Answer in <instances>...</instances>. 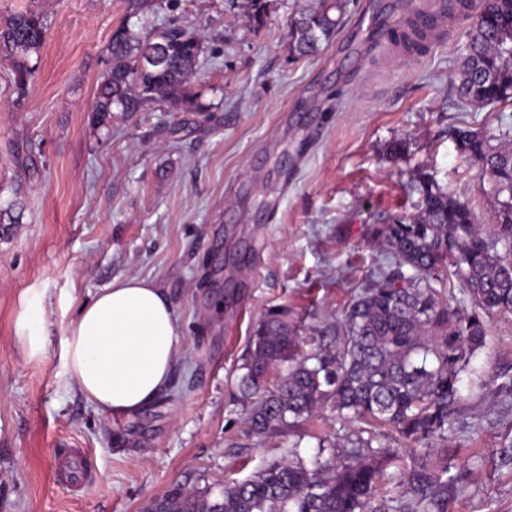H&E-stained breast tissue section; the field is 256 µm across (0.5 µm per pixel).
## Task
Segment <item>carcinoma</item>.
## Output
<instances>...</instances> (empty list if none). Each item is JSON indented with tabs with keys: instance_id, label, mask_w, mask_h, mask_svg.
Instances as JSON below:
<instances>
[{
	"instance_id": "carcinoma-1",
	"label": "carcinoma",
	"mask_w": 512,
	"mask_h": 512,
	"mask_svg": "<svg viewBox=\"0 0 512 512\" xmlns=\"http://www.w3.org/2000/svg\"><path fill=\"white\" fill-rule=\"evenodd\" d=\"M351 0H318L301 8L290 26L294 54L320 51L341 24ZM269 0H247V18L265 24ZM512 14V0H481L471 26L461 69L460 97L469 104H512V34L498 19ZM47 24L36 12L0 24V44L14 53L17 98L28 93L32 70L26 55L36 53ZM429 33L412 18L393 32L408 52L427 48ZM109 67L98 85L93 111L104 121L117 110L138 112L148 103L200 111L190 90L200 39L182 28L153 36L123 20L113 32ZM458 153L478 168L488 184L492 224H481L470 204L419 174V212L395 215L371 230L389 265L378 280L344 311L336 351L298 353L288 309L269 312L259 324L245 358L240 390L251 399L250 430L264 435L305 420L329 407L341 415L393 426L412 446L448 442V421L459 401L461 374L485 342V316L512 313V144L495 133L456 127ZM461 284L464 310L440 296L444 277ZM288 364L272 390L270 370ZM381 461L372 441L362 437L339 451L318 446L308 464L298 447L290 459L249 479L212 492L174 484L162 494L165 512H389L379 495ZM408 483L423 512L445 500L442 474L412 472Z\"/></svg>"
}]
</instances>
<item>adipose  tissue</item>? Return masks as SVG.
<instances>
[{"instance_id":"ef3b65f1","label":"adipose tissue","mask_w":512,"mask_h":512,"mask_svg":"<svg viewBox=\"0 0 512 512\" xmlns=\"http://www.w3.org/2000/svg\"><path fill=\"white\" fill-rule=\"evenodd\" d=\"M39 297L27 299L13 323L26 359L47 355ZM180 349L174 309L150 280H113L82 304L65 340L67 373L104 416L124 418L148 408L166 390Z\"/></svg>"}]
</instances>
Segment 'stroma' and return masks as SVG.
Here are the masks:
<instances>
[{
	"label": "stroma",
	"mask_w": 512,
	"mask_h": 512,
	"mask_svg": "<svg viewBox=\"0 0 512 512\" xmlns=\"http://www.w3.org/2000/svg\"><path fill=\"white\" fill-rule=\"evenodd\" d=\"M420 0H354L321 50L295 57L301 6L272 0L262 27L246 0H0V19L34 11L47 35L17 99L0 49V512H143L179 482L218 488L318 444L344 445L366 424L322 409L262 436L238 389L255 329L287 308L301 353L336 347L346 307L386 255L375 225L413 215L417 175L433 177L492 222L476 166L449 132L490 128L512 142V105L458 94L468 24L435 33L423 53L378 42L370 18L405 17ZM155 34L177 25L203 52L192 75L199 111L150 103L93 123L112 33L127 17ZM406 140L400 160L388 144ZM152 280L169 296L181 352L168 389L128 418L98 414L66 375L63 345L79 306L114 279ZM45 311L47 357L24 358L13 321L28 290ZM486 345L463 373L447 445L393 451L382 488L420 512L403 481L420 462L445 471L444 512H512V314L486 318ZM82 448L97 477L58 475Z\"/></svg>",
	"instance_id": "obj_1"
}]
</instances>
